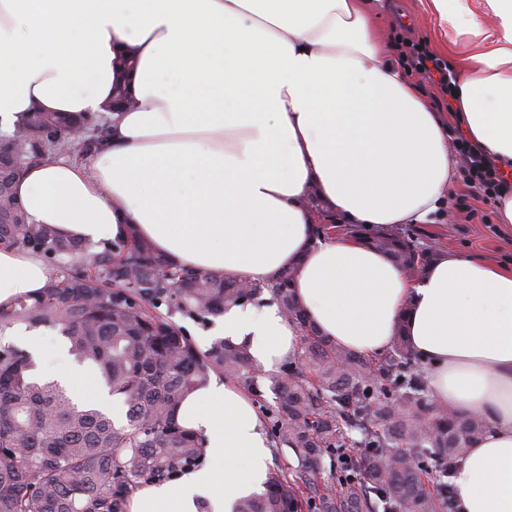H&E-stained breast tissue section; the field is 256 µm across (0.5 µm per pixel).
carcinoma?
Masks as SVG:
<instances>
[{
	"mask_svg": "<svg viewBox=\"0 0 512 512\" xmlns=\"http://www.w3.org/2000/svg\"><path fill=\"white\" fill-rule=\"evenodd\" d=\"M108 130L97 115L36 112L0 140V246L48 266L38 295L0 304V335L18 324L57 330L68 355L126 406L118 424L97 406L73 402L57 382L35 377L28 352L0 342V512H128L142 488L201 465L202 436L178 420L184 400L214 375L258 396L265 374L243 346L217 340L199 349L172 316L207 322L265 290L302 333L264 421L273 447L296 466L270 469L265 492L239 499L234 512H449L446 478L487 425L429 399L403 333L373 375L364 357L312 326L289 274L265 287L248 284L178 266L134 229L94 252L29 222L15 195L28 167L95 150ZM362 239L416 275L435 257L409 237ZM403 405L419 414L397 417ZM353 430L364 451H348L344 475L322 483V459L346 448Z\"/></svg>",
	"mask_w": 512,
	"mask_h": 512,
	"instance_id": "cac0c4a2",
	"label": "carcinoma"
}]
</instances>
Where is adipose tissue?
I'll return each instance as SVG.
<instances>
[{
	"mask_svg": "<svg viewBox=\"0 0 512 512\" xmlns=\"http://www.w3.org/2000/svg\"><path fill=\"white\" fill-rule=\"evenodd\" d=\"M376 0H0V129L35 112H109L106 144L28 168L33 223L101 246L128 227L173 263L265 285L292 275L310 321L373 357L404 332L434 401L482 415L459 466L462 512H512V266L439 253L410 275L362 239L317 235L322 215L370 229L433 222L455 184L456 126L506 175L512 225V0H430L463 64L454 110L428 108L391 58ZM46 281L41 258L0 248V303ZM218 337L277 371L301 331L271 301L234 306ZM208 465L143 488L130 512H232L260 494L273 445L251 397L211 381L179 410Z\"/></svg>",
	"mask_w": 512,
	"mask_h": 512,
	"instance_id": "ef3b65f1",
	"label": "adipose tissue"
}]
</instances>
